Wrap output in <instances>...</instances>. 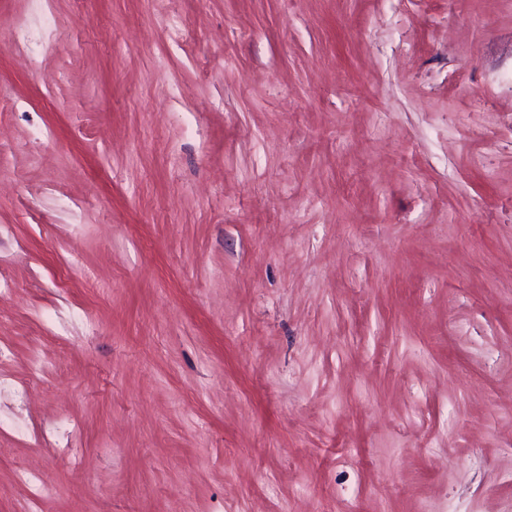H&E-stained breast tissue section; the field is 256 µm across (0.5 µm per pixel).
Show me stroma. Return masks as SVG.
<instances>
[{
	"mask_svg": "<svg viewBox=\"0 0 512 512\" xmlns=\"http://www.w3.org/2000/svg\"><path fill=\"white\" fill-rule=\"evenodd\" d=\"M1 15L0 512H512V0Z\"/></svg>",
	"mask_w": 512,
	"mask_h": 512,
	"instance_id": "obj_1",
	"label": "stroma"
}]
</instances>
